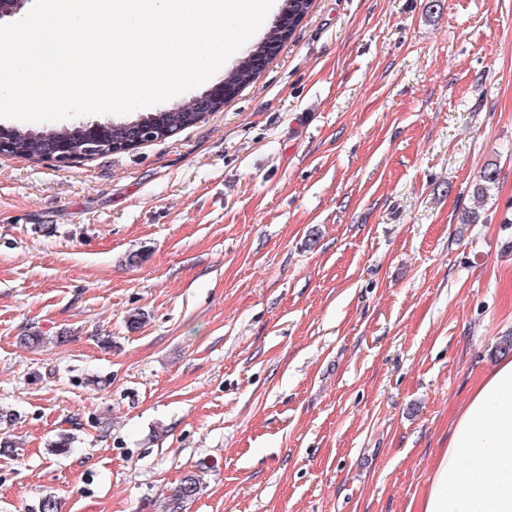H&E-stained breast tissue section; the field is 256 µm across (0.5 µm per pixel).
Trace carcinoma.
Masks as SVG:
<instances>
[{"label": "carcinoma", "instance_id": "cac0c4a2", "mask_svg": "<svg viewBox=\"0 0 512 512\" xmlns=\"http://www.w3.org/2000/svg\"><path fill=\"white\" fill-rule=\"evenodd\" d=\"M257 75L253 69L240 61L237 66L224 76V81L230 83L232 88L239 89L249 84ZM198 120V112L194 102L185 105L150 112L144 116L134 119V122L143 126L164 127L175 133L181 131ZM12 133V153L16 156L36 159L42 153L52 147L63 143L69 150L79 152L83 149L88 139H96L100 142L101 150L105 153L117 151L114 143L120 141L124 136L132 133V127L127 122L102 123L99 126L89 129L82 125L71 126L63 129L46 128L41 131L24 130L17 127L10 128ZM498 179V170L495 167L487 166L479 174L473 186L472 197L479 203H485L488 199V192ZM203 490V483L198 475L191 473L185 475L175 493L173 494V507L196 498Z\"/></svg>", "mask_w": 512, "mask_h": 512}]
</instances>
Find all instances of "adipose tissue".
<instances>
[{"instance_id": "ef3b65f1", "label": "adipose tissue", "mask_w": 512, "mask_h": 512, "mask_svg": "<svg viewBox=\"0 0 512 512\" xmlns=\"http://www.w3.org/2000/svg\"><path fill=\"white\" fill-rule=\"evenodd\" d=\"M408 512H512V357L479 382Z\"/></svg>"}]
</instances>
